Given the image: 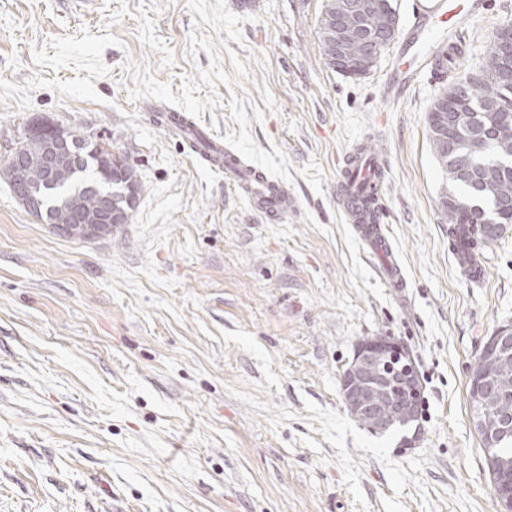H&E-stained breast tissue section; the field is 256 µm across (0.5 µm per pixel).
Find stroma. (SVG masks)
Segmentation results:
<instances>
[{"instance_id": "1", "label": "stroma", "mask_w": 512, "mask_h": 512, "mask_svg": "<svg viewBox=\"0 0 512 512\" xmlns=\"http://www.w3.org/2000/svg\"><path fill=\"white\" fill-rule=\"evenodd\" d=\"M324 0H0V162L44 118L121 156L129 224L58 236L0 177V512H497L467 386L512 323V229L482 285L459 266L427 114L448 82L386 93L388 49L345 77ZM512 0H485L454 76L478 72ZM185 112L290 192L270 222L150 106ZM372 146L388 249L337 203ZM399 265L403 287L384 279ZM413 355L410 429L372 434L342 375L362 339Z\"/></svg>"}]
</instances>
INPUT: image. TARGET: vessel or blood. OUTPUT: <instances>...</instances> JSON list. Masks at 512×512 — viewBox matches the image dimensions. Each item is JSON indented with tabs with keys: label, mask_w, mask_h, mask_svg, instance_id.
Returning a JSON list of instances; mask_svg holds the SVG:
<instances>
[{
	"label": "vessel or blood",
	"mask_w": 512,
	"mask_h": 512,
	"mask_svg": "<svg viewBox=\"0 0 512 512\" xmlns=\"http://www.w3.org/2000/svg\"><path fill=\"white\" fill-rule=\"evenodd\" d=\"M483 10L484 0H425L419 7L418 24L406 32L400 43L398 54L402 62L391 77V93H400L411 83V61L420 60L427 67L437 64L440 55L428 44L429 35L437 23L451 20L461 27ZM179 130L186 134V145L194 157L210 168L222 171L226 178L243 189L255 210L269 220H282L288 204V189L284 184L269 178L242 153L225 146L214 135L195 128L192 123L181 122ZM384 168L383 157L359 148L349 156L338 174V203L345 220L352 224L358 236L371 239L376 246L380 245L381 240L373 236L371 224L358 209L356 200L366 194L375 175L383 172Z\"/></svg>",
	"instance_id": "vessel-or-blood-1"
}]
</instances>
